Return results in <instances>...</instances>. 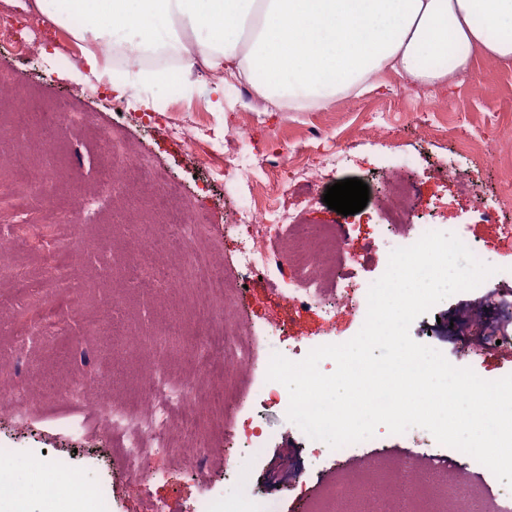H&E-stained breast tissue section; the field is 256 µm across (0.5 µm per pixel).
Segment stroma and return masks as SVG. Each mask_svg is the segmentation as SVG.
I'll return each instance as SVG.
<instances>
[{"label": "stroma", "instance_id": "stroma-1", "mask_svg": "<svg viewBox=\"0 0 512 512\" xmlns=\"http://www.w3.org/2000/svg\"><path fill=\"white\" fill-rule=\"evenodd\" d=\"M42 29L49 52L32 56L0 46V71L10 74L19 89L37 94L6 117L10 133L0 136L5 162L0 176L16 185L36 170L47 171L57 179V214L83 200L76 216V247L83 260L73 277L85 305L79 318L63 317L57 336L22 342L14 335L29 324L32 311L21 304L0 307V390L18 396L16 405L0 408V512H81L98 492L104 493L109 512H144L149 502L158 512H225L226 506L252 501L271 503L273 512H307L327 483L362 475L369 459L394 462L410 454L421 456L423 468H444L497 491L500 482L490 470L469 466L458 450L424 444L428 432L423 428L393 434L377 427L371 438L338 457L287 418L288 391H281L279 405L272 408L261 405L258 392L273 354L288 358L296 348L341 344L360 331L367 314L364 297L385 272L390 252L404 242L385 230L381 211L382 198L397 179L415 188L417 223L456 234L499 270L497 277L417 317L411 338L483 379L512 375V341L472 355L457 347L460 336L494 330L504 298L512 297V209L493 223L482 222L478 211L512 181V63L477 58L469 72L436 85L441 103L430 112L413 109L405 97L420 92L421 84L390 72L383 88L357 97L339 95L321 108L284 112L265 111L260 95L245 96L239 82L225 88L223 111H213L208 91L219 82L215 75L197 79L189 98L169 96L159 85L135 84L130 90L134 104L120 113L104 88L76 96L81 79L67 61L78 53V43L50 23ZM141 99L160 102L161 113L138 107ZM69 100L89 118L85 130L46 119L48 105ZM186 108L195 110L201 124L195 135L202 146L193 153L164 130ZM102 128L143 156L160 180L177 184L183 202L208 215L210 222L193 249L170 248L165 225L117 222L121 205H135L148 215L157 204L134 198L120 184L101 186L95 132ZM472 133L484 148L476 157L460 147ZM337 147L342 157L333 179L308 191L299 168ZM231 148L287 152V161L261 178L265 184L287 185V192L258 190L236 170L212 177ZM354 177L369 187L366 207L347 216L330 210L323 195L332 180ZM251 206L296 213L309 224L341 225L346 270L339 287L350 293L352 303L333 308L299 304L291 299L289 270L274 267L260 277L244 266L239 247L246 230L238 218ZM134 247L146 251L147 267L174 268L177 276L159 288L126 287L122 268ZM49 260L45 246L14 238L0 249V294L11 293L13 272L37 269ZM206 262L221 264L231 286L240 289L235 310L224 312L223 301H203L191 288V264ZM117 301L130 329L108 342L95 326L108 321ZM228 321L241 327L250 363L225 361L223 352L208 351L203 342V332L223 330ZM163 368L175 388L190 384L197 396L195 411L208 446L203 451L191 447L179 413H171L170 448L144 458L132 478L114 456L117 442L108 415L116 406H142L147 376ZM76 379L86 383L87 400L70 399L67 388ZM19 411L27 414L26 424L16 422ZM246 419L259 441L252 452L244 449L241 424ZM26 462L66 468L76 483L59 496L40 488L17 493L16 466Z\"/></svg>", "mask_w": 512, "mask_h": 512}]
</instances>
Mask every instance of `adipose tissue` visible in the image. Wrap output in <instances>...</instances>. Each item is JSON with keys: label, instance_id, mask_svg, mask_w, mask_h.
<instances>
[{"label": "adipose tissue", "instance_id": "1", "mask_svg": "<svg viewBox=\"0 0 512 512\" xmlns=\"http://www.w3.org/2000/svg\"><path fill=\"white\" fill-rule=\"evenodd\" d=\"M84 42L116 95L132 80L190 97L195 64L282 108L363 91L387 69L442 80L476 56L512 61V0H36Z\"/></svg>", "mask_w": 512, "mask_h": 512}]
</instances>
